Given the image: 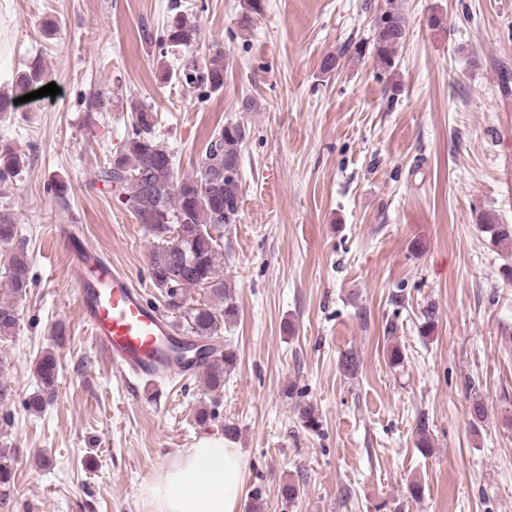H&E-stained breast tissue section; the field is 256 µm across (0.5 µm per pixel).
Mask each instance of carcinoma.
I'll use <instances>...</instances> for the list:
<instances>
[{
    "instance_id": "carcinoma-1",
    "label": "carcinoma",
    "mask_w": 512,
    "mask_h": 512,
    "mask_svg": "<svg viewBox=\"0 0 512 512\" xmlns=\"http://www.w3.org/2000/svg\"><path fill=\"white\" fill-rule=\"evenodd\" d=\"M198 30L183 15L177 14L166 23L159 44L183 47L196 40ZM406 36L405 20L394 7L388 8L375 21L371 53L379 65L390 70L395 66L398 48ZM180 76L187 83L204 85L212 92L224 88V54L217 52L199 62L194 58L183 61L175 73L161 70L160 80L170 81ZM49 84V75L39 60L30 61L19 73L12 93L0 96V114L17 107L14 100ZM132 132L117 150L99 180L115 192L125 206L143 225L153 239L149 252L152 283L165 298L167 311L174 314L172 325L176 334L184 337L214 339L224 326L237 317V307L221 278L219 264L224 256V225L237 223L242 204L240 177H224L213 191L205 186L215 166L240 161L245 128L228 123L216 130L198 156L191 174H175L171 152L156 136L158 114L148 106L129 102ZM27 165L26 154L11 147L0 149V183L19 176ZM487 229L493 243L512 249V224H496L487 219ZM19 235L16 218L9 209L0 210V257L9 270L12 300L0 302V337L10 336L18 323L16 303L26 297L32 279L27 251L12 247ZM201 288L207 297L189 306L184 290ZM237 356L227 347L219 357L204 364V384L207 390H224V374L235 368ZM58 374V362L47 351L36 361L34 375L39 383L28 401V409L40 412L47 402ZM15 458L0 452V486L12 479Z\"/></svg>"
}]
</instances>
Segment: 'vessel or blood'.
Wrapping results in <instances>:
<instances>
[{
  "instance_id": "vessel-or-blood-1",
  "label": "vessel or blood",
  "mask_w": 512,
  "mask_h": 512,
  "mask_svg": "<svg viewBox=\"0 0 512 512\" xmlns=\"http://www.w3.org/2000/svg\"><path fill=\"white\" fill-rule=\"evenodd\" d=\"M67 276L92 343L123 374L156 377L178 370L170 350V323L131 278L100 250L70 233Z\"/></svg>"
}]
</instances>
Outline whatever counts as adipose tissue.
Returning <instances> with one entry per match:
<instances>
[{
  "label": "adipose tissue",
  "mask_w": 512,
  "mask_h": 512,
  "mask_svg": "<svg viewBox=\"0 0 512 512\" xmlns=\"http://www.w3.org/2000/svg\"><path fill=\"white\" fill-rule=\"evenodd\" d=\"M248 461L230 438H200L142 488L152 512H237Z\"/></svg>",
  "instance_id": "adipose-tissue-1"
}]
</instances>
